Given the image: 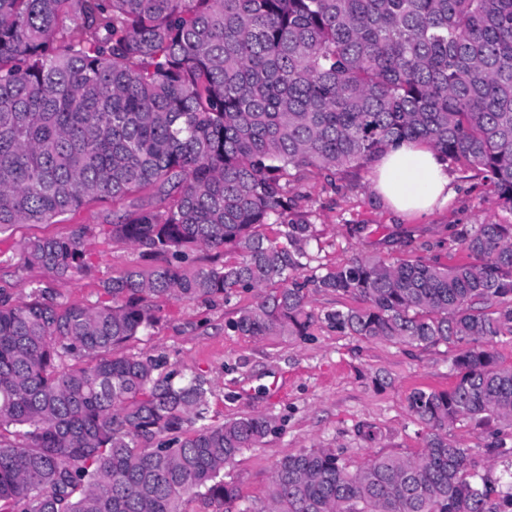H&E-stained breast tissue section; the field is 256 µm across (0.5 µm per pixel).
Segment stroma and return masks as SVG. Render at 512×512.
Here are the masks:
<instances>
[{
  "instance_id": "stroma-1",
  "label": "stroma",
  "mask_w": 512,
  "mask_h": 512,
  "mask_svg": "<svg viewBox=\"0 0 512 512\" xmlns=\"http://www.w3.org/2000/svg\"><path fill=\"white\" fill-rule=\"evenodd\" d=\"M455 196L448 207L417 219L404 218L385 205L371 182V168L338 175L335 185L307 176L301 186L313 213L316 237L309 249L317 263L331 265L361 254L393 260L408 251L448 264L469 262L460 247L448 244L452 231L488 221H511L498 208L481 175L449 165ZM108 200L92 201L55 224H19L0 236V287L15 296L52 286L64 301L95 299L102 280L140 264L137 250L108 242L98 246L91 275L70 283L45 269L20 268L24 244L33 237L66 235L81 225L105 223ZM365 225L352 235V225ZM251 294L215 304L170 303L166 317L149 335L124 346V353L165 356L182 373L202 372L209 379L222 418L271 414L277 431L262 447L244 451L229 479L237 482L241 508L259 507L279 460L309 448H333L350 467L375 454L407 455L420 450L425 433L407 406L418 387L445 390L454 382L451 359L456 345L404 346L343 336L319 322L312 336L258 340L235 333L230 323L239 308L254 304ZM371 427L369 438L359 436ZM488 427L472 421L450 427L448 438L468 449L479 470L500 472L502 461L485 453Z\"/></svg>"
}]
</instances>
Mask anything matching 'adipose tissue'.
I'll use <instances>...</instances> for the list:
<instances>
[{"label":"adipose tissue","mask_w":512,"mask_h":512,"mask_svg":"<svg viewBox=\"0 0 512 512\" xmlns=\"http://www.w3.org/2000/svg\"><path fill=\"white\" fill-rule=\"evenodd\" d=\"M372 183L379 197L404 216L443 208L452 195L447 163L417 142L401 143L381 156Z\"/></svg>","instance_id":"ef3b65f1"}]
</instances>
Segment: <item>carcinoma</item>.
Returning <instances> with one entry per match:
<instances>
[{
	"mask_svg": "<svg viewBox=\"0 0 512 512\" xmlns=\"http://www.w3.org/2000/svg\"><path fill=\"white\" fill-rule=\"evenodd\" d=\"M417 140L477 172L512 211V0H0V234L91 200L112 221L35 237L21 255L61 281L99 242L150 261L67 304L0 289V512H235L225 470L274 431L212 421L203 373L117 355L170 302L254 292L231 327L311 335L312 292L357 302L337 332L465 344L448 390L417 388L414 455L352 469L333 448L273 468L257 512H512V470L481 474L448 439L462 421L512 430V224L463 228L474 262L365 255L310 276L300 186ZM198 250L207 264L188 263Z\"/></svg>",
	"mask_w": 512,
	"mask_h": 512,
	"instance_id": "carcinoma-1",
	"label": "carcinoma"
}]
</instances>
